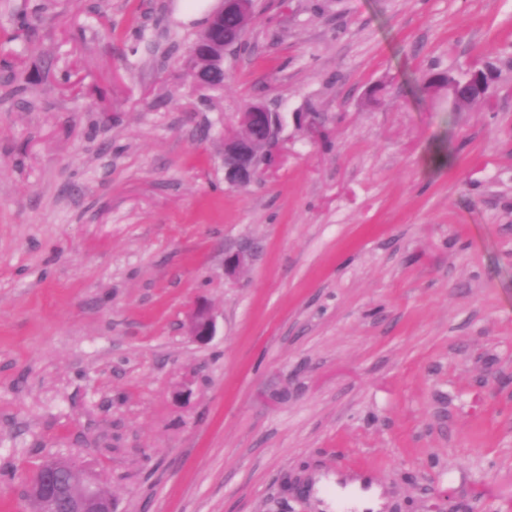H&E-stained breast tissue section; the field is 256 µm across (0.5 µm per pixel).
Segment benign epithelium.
Returning <instances> with one entry per match:
<instances>
[{
	"instance_id": "benign-epithelium-1",
	"label": "benign epithelium",
	"mask_w": 512,
	"mask_h": 512,
	"mask_svg": "<svg viewBox=\"0 0 512 512\" xmlns=\"http://www.w3.org/2000/svg\"><path fill=\"white\" fill-rule=\"evenodd\" d=\"M206 26L189 45L184 67L192 84L202 90L224 87V59L238 49L242 38H224V14L242 17L252 11V0H218ZM490 80L488 72L473 69L466 84L485 98ZM242 132H224V181L230 186H244L269 175L277 164L276 147L281 126L275 124L262 102H255L237 113ZM216 321L209 307L196 303L189 315L187 335L198 343L215 336ZM60 471L70 472L66 483L53 480ZM22 498L30 512H47L49 502L58 503L65 512H112V494L91 470L77 469L63 459H52L39 466L23 484Z\"/></svg>"
}]
</instances>
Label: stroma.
<instances>
[{"label": "stroma", "mask_w": 512, "mask_h": 512, "mask_svg": "<svg viewBox=\"0 0 512 512\" xmlns=\"http://www.w3.org/2000/svg\"><path fill=\"white\" fill-rule=\"evenodd\" d=\"M215 6L0 0V512L51 457L113 512H318L287 481L361 465L384 512H512V0H257L204 94ZM486 61L484 109L426 83ZM256 101L284 163L231 187ZM216 332V321L209 307L197 302L189 315L187 335L198 343H206L212 339Z\"/></svg>", "instance_id": "1"}]
</instances>
